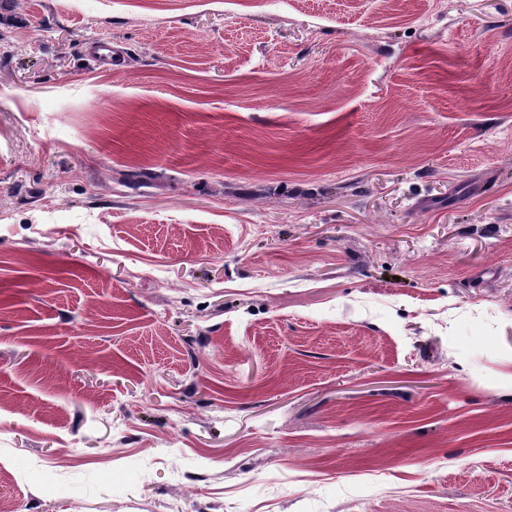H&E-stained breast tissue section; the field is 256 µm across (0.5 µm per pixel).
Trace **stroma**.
Here are the masks:
<instances>
[{"instance_id": "obj_1", "label": "stroma", "mask_w": 512, "mask_h": 512, "mask_svg": "<svg viewBox=\"0 0 512 512\" xmlns=\"http://www.w3.org/2000/svg\"><path fill=\"white\" fill-rule=\"evenodd\" d=\"M512 0H0L12 512H512Z\"/></svg>"}]
</instances>
